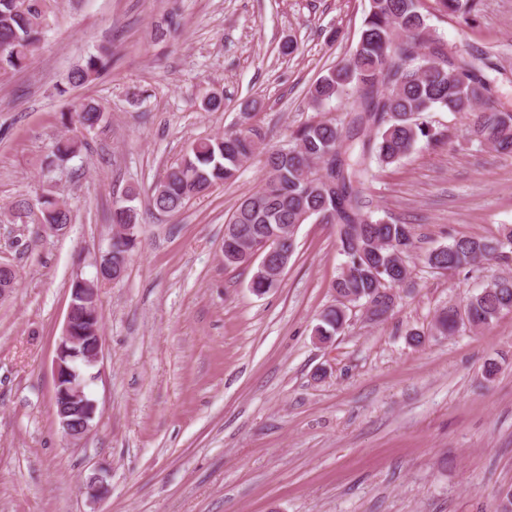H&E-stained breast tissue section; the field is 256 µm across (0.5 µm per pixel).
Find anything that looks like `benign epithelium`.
I'll use <instances>...</instances> for the list:
<instances>
[{
    "label": "benign epithelium",
    "mask_w": 512,
    "mask_h": 512,
    "mask_svg": "<svg viewBox=\"0 0 512 512\" xmlns=\"http://www.w3.org/2000/svg\"><path fill=\"white\" fill-rule=\"evenodd\" d=\"M97 291L94 284L89 288H75L73 301L69 303L72 308L76 301L82 302L94 331L99 329L96 325ZM83 341L84 337L79 335L71 316H66L54 360L55 391L52 405L61 434L70 442L79 441L87 435L96 411L95 402L89 396V387L98 378V374L91 372V369L100 359L102 344L85 349Z\"/></svg>",
    "instance_id": "benign-epithelium-1"
}]
</instances>
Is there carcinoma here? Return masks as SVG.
Segmentation results:
<instances>
[{"instance_id": "obj_1", "label": "carcinoma", "mask_w": 512, "mask_h": 512, "mask_svg": "<svg viewBox=\"0 0 512 512\" xmlns=\"http://www.w3.org/2000/svg\"><path fill=\"white\" fill-rule=\"evenodd\" d=\"M56 0H0V75L25 67L40 51ZM479 0H436L438 9L467 24ZM107 54L85 58L72 69L74 87L89 83L106 69ZM482 54H448L430 32L418 0H370L361 35L349 57L327 69L309 88L318 107L349 93L355 95L347 122H306L294 129L288 144L271 146L256 122V113L240 115L237 127L224 135L192 142L180 161L167 167L154 186L150 206L177 214L193 197L234 179L245 162L264 158V184L241 199L224 224V267L249 266L245 250L259 238L314 219L337 227L345 256L332 284L335 303L324 309L314 335L330 340L344 329L348 306L360 304L369 321L385 320L395 307L393 289L405 282V258L414 247L407 224L375 219L366 210L363 186L372 166L400 163L422 140L437 132L428 113L445 108L468 121L469 134L485 148L512 156V112L492 100L491 81ZM105 120L104 112L83 104L67 122L87 132ZM83 142L60 138L52 155L63 162ZM324 163V174L316 171ZM12 224H69L70 211L51 193L20 198L6 208ZM137 208L119 204L112 226L122 227L111 239L99 270L110 280L127 269L136 248ZM512 257V225L493 238L460 237L429 252L426 264L440 270H465L492 259ZM512 312V276L491 280L471 296L464 309L443 308L435 319L438 335H451L466 324L478 330Z\"/></svg>"}]
</instances>
